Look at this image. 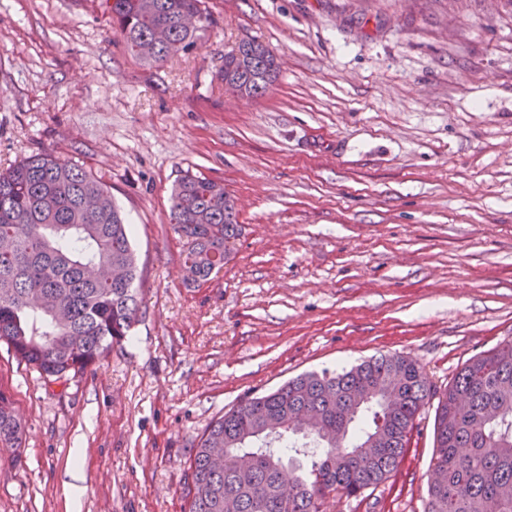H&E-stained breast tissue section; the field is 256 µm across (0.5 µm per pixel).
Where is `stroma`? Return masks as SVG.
Instances as JSON below:
<instances>
[{"instance_id": "35a3bbf8", "label": "stroma", "mask_w": 512, "mask_h": 512, "mask_svg": "<svg viewBox=\"0 0 512 512\" xmlns=\"http://www.w3.org/2000/svg\"><path fill=\"white\" fill-rule=\"evenodd\" d=\"M188 51L143 66L90 0H0V168L83 161L132 227L138 320L46 383L0 341L24 427L0 512H188L190 457L243 397L381 354L436 390L512 340V0H205ZM255 38L280 71L226 92ZM223 182L243 235L184 284L171 191ZM435 407L399 470L326 512H424ZM279 67L273 51L256 39L242 40L225 54L220 78L234 93L258 97L264 95L277 79Z\"/></svg>"}]
</instances>
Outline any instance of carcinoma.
<instances>
[{"label":"carcinoma","instance_id":"1","mask_svg":"<svg viewBox=\"0 0 512 512\" xmlns=\"http://www.w3.org/2000/svg\"><path fill=\"white\" fill-rule=\"evenodd\" d=\"M149 66L163 27L192 46L185 13L210 21L204 0H91ZM273 51L256 39L224 55L220 78L258 97L277 79ZM187 274L206 281L242 234L224 184L190 170L171 193ZM140 279L129 225L112 192L84 165L50 153L0 169V340L50 382L106 360L129 335ZM400 399L395 409L387 396ZM436 396L423 369L402 355L340 372L300 374L247 397L213 421L190 460L189 512H322L326 499L357 497L397 472L419 412ZM22 445L12 399L0 392V447ZM251 455V468L233 457ZM425 512H512V341L471 357L438 398Z\"/></svg>","mask_w":512,"mask_h":512}]
</instances>
